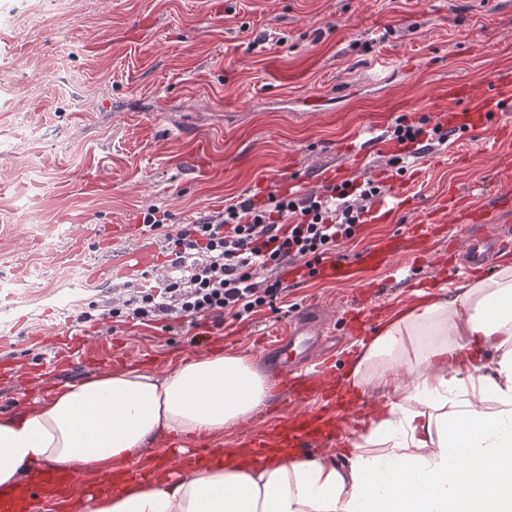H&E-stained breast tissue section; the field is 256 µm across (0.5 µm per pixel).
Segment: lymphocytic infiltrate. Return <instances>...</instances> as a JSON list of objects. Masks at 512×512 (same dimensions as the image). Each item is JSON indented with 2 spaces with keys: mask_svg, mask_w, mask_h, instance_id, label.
<instances>
[{
  "mask_svg": "<svg viewBox=\"0 0 512 512\" xmlns=\"http://www.w3.org/2000/svg\"><path fill=\"white\" fill-rule=\"evenodd\" d=\"M383 188L366 177L302 196L275 190L266 200L243 199L190 224H163L147 214L146 233L164 243V271L152 287L120 289L101 316L136 325L170 319L192 328L250 319L285 295V268L316 274L342 242L354 239Z\"/></svg>",
  "mask_w": 512,
  "mask_h": 512,
  "instance_id": "f902f5d3",
  "label": "lymphocytic infiltrate"
}]
</instances>
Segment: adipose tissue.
Here are the masks:
<instances>
[{
	"label": "adipose tissue",
	"instance_id": "adipose-tissue-1",
	"mask_svg": "<svg viewBox=\"0 0 512 512\" xmlns=\"http://www.w3.org/2000/svg\"><path fill=\"white\" fill-rule=\"evenodd\" d=\"M348 376L381 408L344 468L231 453L177 479L100 491L93 512H512V258L398 309ZM271 390L248 355L221 352L63 385L0 415V488L34 482L41 464L103 472L146 461L167 435H223Z\"/></svg>",
	"mask_w": 512,
	"mask_h": 512
}]
</instances>
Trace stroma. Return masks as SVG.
Instances as JSON below:
<instances>
[{"mask_svg":"<svg viewBox=\"0 0 512 512\" xmlns=\"http://www.w3.org/2000/svg\"><path fill=\"white\" fill-rule=\"evenodd\" d=\"M0 412L37 406L47 390L108 370L164 372L217 352L259 359L263 339L287 330L311 304L324 306L326 342L313 363L347 374L348 318L376 315L375 336L415 291L447 292L463 278L437 225L404 272H374L375 287L294 280L275 309L226 320L201 340L178 322L88 323L85 363L69 364L77 312L110 300L141 277L89 284L86 265L136 246L113 237L148 209L186 224L225 205L298 184L320 188L348 170L408 186L388 223L363 225L341 246L352 261L383 235H404L444 212L512 188V147L495 130L460 131L459 151L433 145L405 172L389 155L350 168L354 147L416 122L420 101L458 79L512 70V0H0ZM89 226L82 248L66 237Z\"/></svg>","mask_w":512,"mask_h":512,"instance_id":"35a3bbf8","label":"stroma"}]
</instances>
